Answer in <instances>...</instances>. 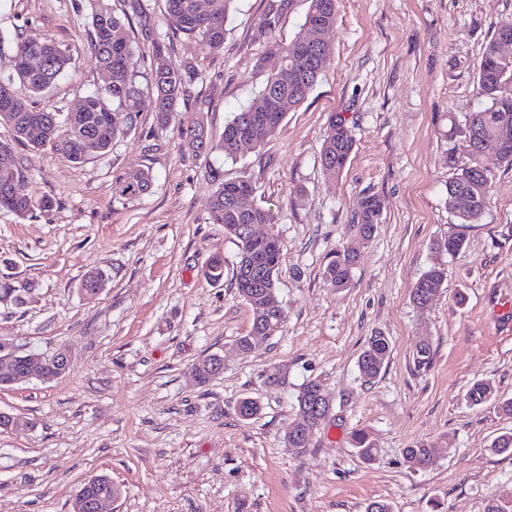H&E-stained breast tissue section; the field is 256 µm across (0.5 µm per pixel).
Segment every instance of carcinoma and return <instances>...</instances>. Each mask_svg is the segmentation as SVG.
<instances>
[{
    "label": "carcinoma",
    "mask_w": 512,
    "mask_h": 512,
    "mask_svg": "<svg viewBox=\"0 0 512 512\" xmlns=\"http://www.w3.org/2000/svg\"><path fill=\"white\" fill-rule=\"evenodd\" d=\"M234 0H166L167 15L173 33L189 40L201 42L211 50H219L224 44L225 27ZM294 0H267L260 20V31L273 35L282 18L291 11ZM309 6L300 31L287 44L268 41L265 59L279 60L280 70L302 71L312 67L310 60L298 53L301 41L306 38L309 22L317 15L324 24L336 28L338 0H308ZM90 41L99 71L105 77L100 88L84 97L83 110L76 116L61 114L35 106L32 98L41 95L71 64V57L62 46L44 34L21 31L15 36V73L30 96L22 97L14 92L11 82H0V113L11 112L6 122L13 139L35 147L51 146L58 154L72 163H82L107 152L120 134L119 128L109 121L112 108L126 112V121H137L144 104H150L158 122L168 121L170 113L177 111L180 102L189 96V82L194 67L188 63L177 64L168 54L165 44L153 38L152 30H142L143 46L152 57L150 77L146 86L137 81L141 47L133 45L125 21L115 15L104 0H90ZM500 30L483 48L477 73L476 89L481 106L470 113L464 139L459 147L465 149L467 161L459 163L453 150H448V166L454 169L448 181V206L460 224H475L485 213L489 203V189L493 174L481 163L482 156L497 151L498 142L504 138L512 141V56L502 54L498 43ZM51 51L52 56L45 69L33 73L23 67L21 60L38 51ZM333 47H327L323 64L315 67L311 76L292 80L279 73L268 71L265 83L243 110L227 121L217 144L204 123L180 130V146L193 153L214 147L226 159H235L240 147L233 133L234 127L247 122L251 116L263 120L255 126L252 135L255 145L267 141L280 126L286 112L298 106L315 85L321 73L332 61ZM355 137L342 119H332L325 138L320 163L323 174L335 177L346 167L355 147ZM28 170L14 154L10 143L0 141V209L12 212L24 219L36 209L52 207L48 198L36 199L25 191ZM151 175L139 167H131L116 182L112 191L122 197H137L149 190ZM256 187L248 180L225 181L212 195L209 220L224 225V235L236 242L239 261L234 280L240 298L252 311V326L262 325L267 335L274 336L282 328L285 312L278 298L275 274L281 256L279 235L275 232L267 239L251 238L246 224H276L275 215L255 201ZM383 202L375 195L365 196L355 212L350 227L368 240L372 237L383 212ZM465 248V238L460 234L448 236L436 243V249L450 256L460 254ZM357 254L338 250L323 271L325 281L332 287L343 289L351 284ZM447 277V269L433 265L425 270L414 284L411 298L414 305L424 308L441 292ZM390 356L387 337L378 334L369 338L358 359V369L366 381L377 378ZM433 351L429 342L420 343L414 353V365L418 371H428L432 365ZM322 385L310 380L303 384L296 396L297 412L309 407ZM492 382L479 380L468 391L472 405L479 406L493 398ZM353 441L362 459H376L367 433L359 430ZM433 449L424 443L402 449L404 464L413 471L424 469L431 460ZM98 495L113 496L121 489L107 474L83 483Z\"/></svg>",
    "instance_id": "obj_1"
}]
</instances>
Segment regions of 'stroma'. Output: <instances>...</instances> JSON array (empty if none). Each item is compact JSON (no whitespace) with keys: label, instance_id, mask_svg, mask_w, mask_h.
<instances>
[{"label":"stroma","instance_id":"obj_1","mask_svg":"<svg viewBox=\"0 0 512 512\" xmlns=\"http://www.w3.org/2000/svg\"><path fill=\"white\" fill-rule=\"evenodd\" d=\"M143 24L174 62L192 63L191 99L167 125L144 108L103 155L75 164L47 146L0 140L28 169L26 189L53 206L26 219L0 210V284H25L24 303L0 301V336L22 352L69 349L60 378L0 389V411L21 420L0 430V512H71L81 485L107 473L121 494L109 512H365L384 500L392 512H485L512 495V455L491 452L512 432L496 401L470 405L467 392L491 381L512 399V167L494 155L490 204L476 224L448 208V149L462 140L480 100L476 77L485 43L512 18V0H339L324 38L333 62L276 133L236 159L182 151L179 129L202 121L213 139L261 88L268 39L259 30L266 0H235L224 46L173 35L166 0H106ZM88 0H0V79H14L13 40L25 30L67 47L72 68L38 106L70 111L101 83L90 48ZM356 145L344 171L324 176L322 145L332 117ZM153 184L135 198L112 186L130 167ZM247 179L270 209L282 239L278 296L286 312L277 335L236 347L252 312L233 285L236 245L208 211L217 185ZM385 208L370 240L350 233L362 197ZM460 233L457 256L437 241ZM358 261L349 287L323 270L336 250ZM221 280L208 277L213 256ZM448 269L434 304L416 307L411 289L433 265ZM102 272L94 295L84 275ZM387 336L390 358L365 382L357 360L368 338ZM434 349L429 371L414 369L421 341ZM224 372L209 384L191 376L211 354ZM283 386L270 384L273 372ZM332 400L329 419L305 449L285 437L307 380ZM249 397L262 411L240 419ZM364 430L378 450L363 461L352 441ZM425 443L430 465L415 472L403 448Z\"/></svg>","mask_w":512,"mask_h":512}]
</instances>
